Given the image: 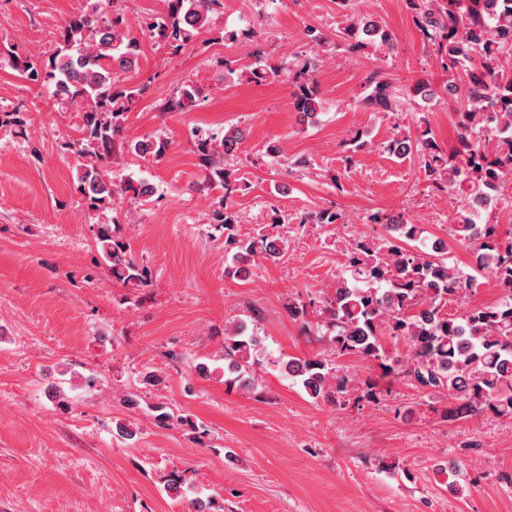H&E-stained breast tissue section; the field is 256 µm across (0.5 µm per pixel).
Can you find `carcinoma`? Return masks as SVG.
Segmentation results:
<instances>
[{"mask_svg":"<svg viewBox=\"0 0 512 512\" xmlns=\"http://www.w3.org/2000/svg\"><path fill=\"white\" fill-rule=\"evenodd\" d=\"M352 0H336L344 12V25L336 42L314 35L312 55L288 69H268L264 52L253 53L254 62L237 65L224 60V81L247 80L257 84L280 77L288 83L295 112L308 124L317 123L325 109L317 79L319 55L330 49L352 51L372 48L394 50L390 30L373 22L364 28L362 18L349 13ZM424 44L456 86L468 71L477 91H456L459 102L458 147L445 151L432 134L426 116L417 119L416 130L403 124L401 92L414 98L421 83L401 90L374 72L367 77L357 105L378 112L392 126L387 141L389 154L403 159L415 156L429 187L467 201L486 197L512 208V199L500 197L504 182L512 177V73L503 59L512 54V0H405ZM224 10V0H167L164 12L151 15L141 29L179 53L197 34L212 25ZM139 54V42L120 14L107 15L94 3L69 19L59 30L53 53L20 55L0 49V58L31 82L47 88L58 106L82 109L79 136L62 143L65 152L84 163L76 169L78 191L96 215V239L112 280L145 288L148 271L131 255L117 234L112 217L116 202L132 197L149 201L143 192L146 180L131 175L116 180L109 166L118 156L134 151L162 157L168 141L146 139L134 144L123 138L128 112L143 87L122 84L114 74L131 71ZM199 88L187 84L167 99L166 112H187L200 102ZM25 113L19 109L0 111V127L25 128ZM244 135L237 127L221 137L196 131L195 153L204 170V186L221 189L213 222L226 230L224 245L229 257L227 273L245 281L258 259L274 260L284 248L271 233L239 239L231 233L238 215L228 203L233 188L242 184L234 170L224 167V156L237 150ZM341 213L333 210L307 212L303 224H338ZM369 222L379 224L386 236L361 237L345 247L346 273L336 276L323 305L329 341L341 355L383 358L381 337L402 338L409 345L400 376L411 386L442 394L450 400L444 418L468 419L484 410L512 418V236L502 237L499 224L485 212L467 205L456 210L451 233L456 242L472 249L475 270L491 275L501 290L500 298L488 305L473 306L464 313L444 311L448 300L462 297L474 277L464 275L448 261L446 245L425 236L420 224L410 223L400 213H373ZM262 343L248 325L240 321L224 329V383L249 389L260 364ZM298 379L313 400L341 404L347 381L317 353L303 361L281 365Z\"/></svg>","mask_w":512,"mask_h":512,"instance_id":"cac0c4a2","label":"carcinoma"}]
</instances>
